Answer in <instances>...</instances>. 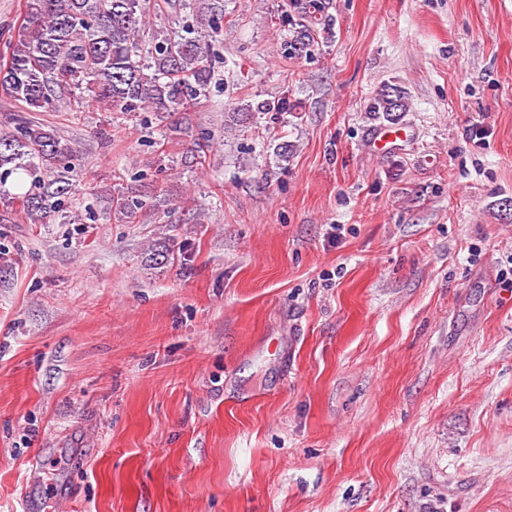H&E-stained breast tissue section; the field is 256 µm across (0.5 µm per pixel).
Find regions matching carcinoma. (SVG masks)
Wrapping results in <instances>:
<instances>
[{"instance_id": "cac0c4a2", "label": "carcinoma", "mask_w": 512, "mask_h": 512, "mask_svg": "<svg viewBox=\"0 0 512 512\" xmlns=\"http://www.w3.org/2000/svg\"><path fill=\"white\" fill-rule=\"evenodd\" d=\"M162 8L177 20V31L154 27L152 17ZM288 8L289 47L308 54L319 31L333 25L330 0H288ZM223 20L222 0H23L0 55V97L20 111L0 133V183L15 175L29 187L0 203L18 207L32 224L67 223L77 150L21 113L76 112L89 95L108 113L187 112L213 82L211 41L222 35ZM294 109L286 97L264 100L227 113L225 122L232 129L253 114ZM369 111L396 122L409 111L407 92L386 85ZM171 129L192 138L197 158L206 154L208 141L194 137L190 121ZM109 200L113 213L131 224L161 207L159 195L133 187Z\"/></svg>"}]
</instances>
